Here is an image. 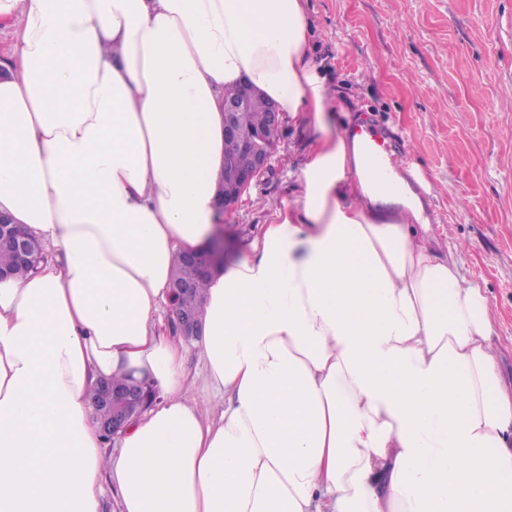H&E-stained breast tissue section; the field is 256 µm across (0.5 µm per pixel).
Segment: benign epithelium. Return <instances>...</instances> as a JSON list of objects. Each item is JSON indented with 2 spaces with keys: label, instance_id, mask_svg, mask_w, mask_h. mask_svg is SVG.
<instances>
[{
  "label": "benign epithelium",
  "instance_id": "1",
  "mask_svg": "<svg viewBox=\"0 0 512 512\" xmlns=\"http://www.w3.org/2000/svg\"><path fill=\"white\" fill-rule=\"evenodd\" d=\"M255 97V89L247 83L239 92L224 99V136L240 144L237 153L224 159V172L229 176L228 184L221 185L219 201L221 208L229 212L241 201L243 193L253 180L257 179L270 165L272 153L279 140L282 116L275 102L267 104L265 123L258 129H248L239 122V117ZM13 247L20 259L38 267L43 256L34 240L18 229L7 216L0 215V245ZM225 242L216 238L212 244L201 250L182 254L184 261L201 275L211 274L223 262ZM170 306L174 314L176 332L187 339L202 334L203 320L195 301L194 286L184 282L172 288ZM153 392L148 386L115 385L109 380L100 382L98 396L90 404L91 414L99 430L112 438H118L129 421L148 405V394Z\"/></svg>",
  "mask_w": 512,
  "mask_h": 512
}]
</instances>
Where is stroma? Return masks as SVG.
Here are the masks:
<instances>
[{
  "instance_id": "obj_1",
  "label": "stroma",
  "mask_w": 512,
  "mask_h": 512,
  "mask_svg": "<svg viewBox=\"0 0 512 512\" xmlns=\"http://www.w3.org/2000/svg\"><path fill=\"white\" fill-rule=\"evenodd\" d=\"M333 124L373 119L402 135L431 186V229L459 247L462 273L486 288L494 341L512 378V0H308ZM284 117L268 169L224 217L232 262L296 196L311 146Z\"/></svg>"
}]
</instances>
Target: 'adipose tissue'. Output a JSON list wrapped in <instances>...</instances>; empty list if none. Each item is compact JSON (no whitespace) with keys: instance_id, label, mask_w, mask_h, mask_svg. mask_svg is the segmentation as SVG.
<instances>
[{"instance_id":"ef3b65f1","label":"adipose tissue","mask_w":512,"mask_h":512,"mask_svg":"<svg viewBox=\"0 0 512 512\" xmlns=\"http://www.w3.org/2000/svg\"><path fill=\"white\" fill-rule=\"evenodd\" d=\"M0 512H512V387L484 287L384 153L334 131L305 0H0ZM315 133L297 196L207 278L193 394L162 315L220 233L227 88ZM158 398L118 454L102 379ZM1 244L13 247L22 261L31 263L36 269L43 259L34 240L18 229V225L13 224L9 217L2 215H0V246Z\"/></svg>"}]
</instances>
